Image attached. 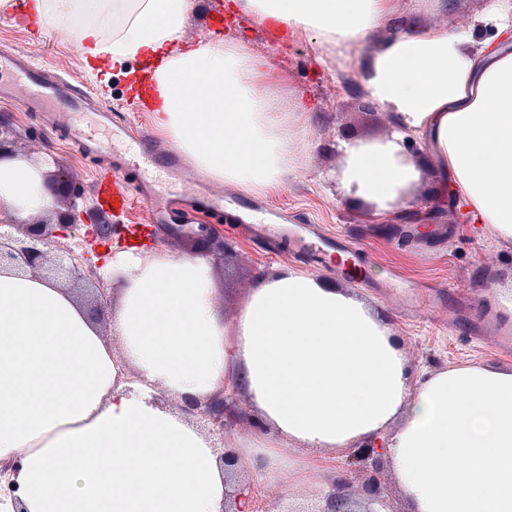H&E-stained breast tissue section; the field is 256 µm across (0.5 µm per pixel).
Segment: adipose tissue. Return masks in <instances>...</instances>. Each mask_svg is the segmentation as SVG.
Listing matches in <instances>:
<instances>
[{"label": "adipose tissue", "mask_w": 512, "mask_h": 512, "mask_svg": "<svg viewBox=\"0 0 512 512\" xmlns=\"http://www.w3.org/2000/svg\"><path fill=\"white\" fill-rule=\"evenodd\" d=\"M260 20L305 30L344 53L397 13V0H233ZM191 0H32L41 28L87 57L152 59L154 125L211 177L279 192L311 146L294 97L275 95L268 61L243 42L181 48ZM494 40L406 27L367 57L371 99L393 133L341 142L339 181L386 224L420 179L409 135L432 159L438 199L512 245V0L474 19ZM0 202L49 211L28 163L0 161ZM122 284L104 338L66 289L0 272V460L26 512H224L214 439L155 404L162 388L202 401L235 384L257 425L243 457L263 482L305 475L327 455L382 444L408 512H512V369L468 363L413 377L388 322L363 300L288 266L263 277L236 315L213 297L200 251L116 253ZM301 455L286 460L284 450Z\"/></svg>", "instance_id": "ef3b65f1"}]
</instances>
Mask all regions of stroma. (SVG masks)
<instances>
[{
    "mask_svg": "<svg viewBox=\"0 0 512 512\" xmlns=\"http://www.w3.org/2000/svg\"><path fill=\"white\" fill-rule=\"evenodd\" d=\"M225 3L194 0L185 28L203 24L214 9H222L227 22L221 30L223 38L245 42L252 54L271 62L279 75L273 90L300 98L313 139L283 190L262 196L263 207L283 212L295 224L320 225L324 234L346 243L348 258L362 271L357 278L337 274L335 255L313 265L291 251L288 236L270 243L254 241L236 227L231 214L210 216L209 234L223 239L228 247L226 255L213 256L211 261L213 294L225 318L235 315L260 276L285 264L333 279L339 288L366 297L399 337L413 375L477 362L512 367V350L499 349L493 341L496 326L505 318L488 299L493 288L512 285V246L500 245L488 233L461 231L463 218L456 207L435 202L433 169L425 160L424 143L417 138L409 143L410 158L418 163L421 176L402 200L400 218L389 224L373 223L369 208L354 203L336 179L342 166L336 150L341 131L362 142L382 140L392 131L389 112L370 100L361 61L345 62L309 32L274 29L256 16L226 10ZM490 3L446 0L439 9L405 8L398 22L417 19L464 32L475 46L493 36L492 30L473 25L475 15ZM67 46L66 39L54 34L32 36L27 27L15 24L13 12L0 11V52H28L46 74L61 75L77 88L98 94L103 110L119 115L138 133H154L150 113L126 108L141 61L126 62L103 77L96 63L68 56ZM0 118L15 130L16 153L54 157L63 180L80 186L86 199L94 200V174L107 168V158L87 155L64 133L46 128L40 113L0 102ZM146 218V206L137 202L124 220H115L111 210L100 205L88 221L111 225L110 247L117 252L134 243L135 228ZM420 224L432 225L433 233H417ZM389 284L396 288L391 296L385 290ZM325 475L314 471L298 482L292 471H283L277 483L261 485L267 508L271 510L288 495L303 500L314 497L324 488Z\"/></svg>",
    "mask_w": 512,
    "mask_h": 512,
    "instance_id": "35a3bbf8",
    "label": "stroma"
}]
</instances>
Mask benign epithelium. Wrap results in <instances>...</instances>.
Masks as SVG:
<instances>
[{
    "mask_svg": "<svg viewBox=\"0 0 512 512\" xmlns=\"http://www.w3.org/2000/svg\"><path fill=\"white\" fill-rule=\"evenodd\" d=\"M82 203V193L72 191L70 211L60 220L55 231L49 224L31 223L19 217L1 222L0 270L14 268L45 280L47 272L53 269L75 285L93 286L94 307L101 312L106 307L103 280L97 274L101 264L90 261V255L83 244L90 245L110 239L112 225L80 223ZM185 411L204 419L209 430L220 436L240 422L236 410L222 393L203 403L187 401ZM384 460V451L377 445L353 455L351 464L359 466L364 476L362 499H354L349 491V482L339 480L328 487L317 506L311 509L288 508L284 512H392L389 509L388 494L378 477ZM225 496L231 502L246 496L253 503L252 512H260L261 491L255 487L242 488L233 484Z\"/></svg>",
    "mask_w": 512,
    "mask_h": 512,
    "instance_id": "7a95c632",
    "label": "benign epithelium"
}]
</instances>
